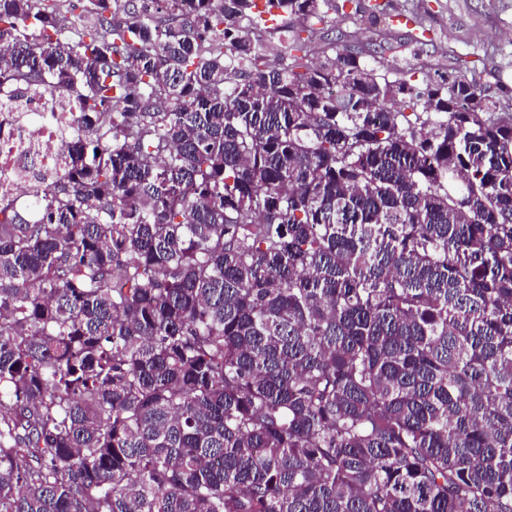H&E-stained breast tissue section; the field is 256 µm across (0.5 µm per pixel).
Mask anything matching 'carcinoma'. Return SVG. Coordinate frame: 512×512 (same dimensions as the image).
Instances as JSON below:
<instances>
[{"instance_id": "carcinoma-1", "label": "carcinoma", "mask_w": 512, "mask_h": 512, "mask_svg": "<svg viewBox=\"0 0 512 512\" xmlns=\"http://www.w3.org/2000/svg\"><path fill=\"white\" fill-rule=\"evenodd\" d=\"M117 2L0 0L77 112L0 198V512H512V104L313 60L350 0Z\"/></svg>"}]
</instances>
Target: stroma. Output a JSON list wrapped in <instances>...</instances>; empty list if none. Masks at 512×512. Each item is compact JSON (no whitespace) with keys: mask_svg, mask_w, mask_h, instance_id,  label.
Segmentation results:
<instances>
[{"mask_svg":"<svg viewBox=\"0 0 512 512\" xmlns=\"http://www.w3.org/2000/svg\"><path fill=\"white\" fill-rule=\"evenodd\" d=\"M376 0H355L352 21L315 25L312 46L330 40L362 47L398 69L458 71L491 93L512 98V0H386L390 12L421 14L422 30L369 37L365 20Z\"/></svg>","mask_w":512,"mask_h":512,"instance_id":"obj_1","label":"stroma"}]
</instances>
